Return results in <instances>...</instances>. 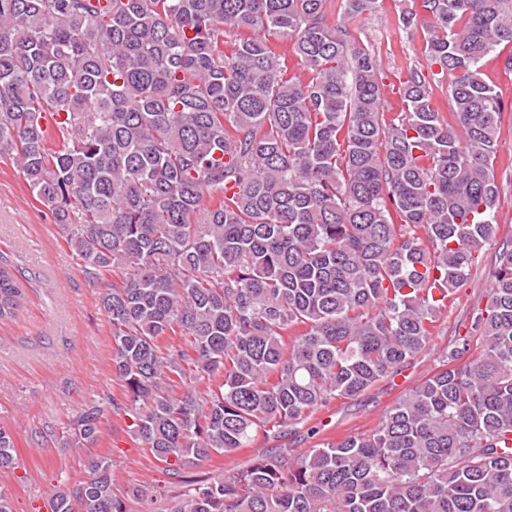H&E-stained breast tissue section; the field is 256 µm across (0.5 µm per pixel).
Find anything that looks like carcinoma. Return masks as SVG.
<instances>
[{"label":"carcinoma","instance_id":"cac0c4a2","mask_svg":"<svg viewBox=\"0 0 512 512\" xmlns=\"http://www.w3.org/2000/svg\"><path fill=\"white\" fill-rule=\"evenodd\" d=\"M383 2L0 0V157L90 281L121 272L102 299L125 384L110 405L180 477L172 512H512V242L468 335L372 433L181 476L399 374L496 236L501 103L480 62L512 44V0H422L402 18L429 28L428 64L390 121L346 24ZM226 25L288 42L308 77ZM439 73L455 129L432 100ZM24 298L0 265V320ZM177 329L191 351L161 350ZM187 361L219 379L203 399L174 395ZM104 418L89 407L63 444L90 450ZM15 465L1 426L0 471ZM87 467L51 512H126L112 460Z\"/></svg>","mask_w":512,"mask_h":512}]
</instances>
